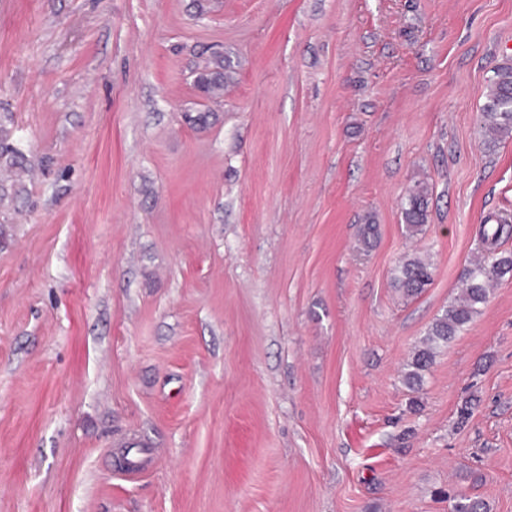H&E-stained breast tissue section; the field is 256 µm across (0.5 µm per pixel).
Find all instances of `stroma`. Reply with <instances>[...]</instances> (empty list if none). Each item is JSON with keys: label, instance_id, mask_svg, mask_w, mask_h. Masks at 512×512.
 Returning <instances> with one entry per match:
<instances>
[{"label": "stroma", "instance_id": "1", "mask_svg": "<svg viewBox=\"0 0 512 512\" xmlns=\"http://www.w3.org/2000/svg\"><path fill=\"white\" fill-rule=\"evenodd\" d=\"M510 63L512 0H0L33 168L0 206V512H512V278L405 382L512 216L480 133ZM214 66L207 63L195 71L194 84L209 102H215L224 96V83L231 78V64L224 65V58H216ZM429 208V190L424 184H418L412 189L402 207V218L405 231L409 236L419 234L423 224L427 223ZM432 281L430 261L421 255H407L398 267L394 277L395 287L407 295L421 293Z\"/></svg>", "mask_w": 512, "mask_h": 512}]
</instances>
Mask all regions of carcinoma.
<instances>
[{
  "label": "carcinoma",
  "mask_w": 512,
  "mask_h": 512,
  "mask_svg": "<svg viewBox=\"0 0 512 512\" xmlns=\"http://www.w3.org/2000/svg\"><path fill=\"white\" fill-rule=\"evenodd\" d=\"M231 78V64L215 59L214 65H205L195 71L194 84L206 100L215 102L224 96V83ZM481 126L485 142L496 146L501 140L512 136V65L495 69L490 79L485 102L482 107ZM0 171L16 177L27 171V158L18 144L11 142V132L0 128ZM429 190L424 184L412 189L402 207L405 231L414 236L427 223ZM512 232V219L501 217L496 223L480 229L481 241L486 255L472 261L462 275V292L450 303L429 327L422 345L408 363L405 381L408 386H420L423 372L433 364L437 350L460 335L479 313L480 306L488 301L490 288L496 280L512 277V255L497 254V245L502 235ZM432 281L430 261L420 255L406 256L394 276L395 287L408 295L421 293Z\"/></svg>",
  "instance_id": "1"
}]
</instances>
